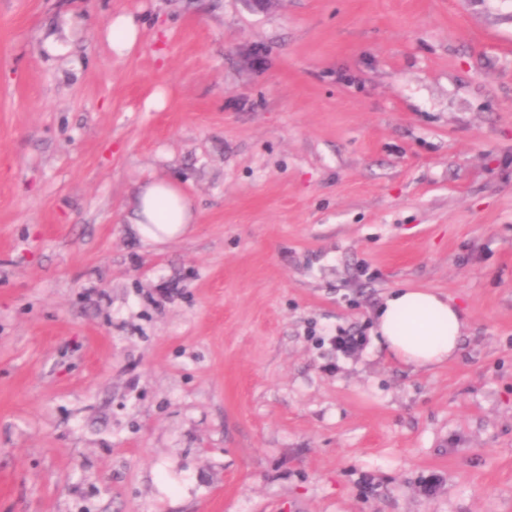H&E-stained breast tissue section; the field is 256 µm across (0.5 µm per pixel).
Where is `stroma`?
Returning a JSON list of instances; mask_svg holds the SVG:
<instances>
[{
	"label": "stroma",
	"instance_id": "stroma-1",
	"mask_svg": "<svg viewBox=\"0 0 512 512\" xmlns=\"http://www.w3.org/2000/svg\"><path fill=\"white\" fill-rule=\"evenodd\" d=\"M0 512H512V0H0ZM137 38V28L134 21L126 16H118L111 22L109 39L112 49L122 53L132 47ZM130 205L134 229L143 239L153 242L186 235L196 220L194 199L165 178L142 184ZM465 328L462 312L447 296L425 289L398 288L375 313L374 333L388 353L420 368L453 360Z\"/></svg>",
	"mask_w": 512,
	"mask_h": 512
}]
</instances>
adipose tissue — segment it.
<instances>
[{
	"mask_svg": "<svg viewBox=\"0 0 512 512\" xmlns=\"http://www.w3.org/2000/svg\"><path fill=\"white\" fill-rule=\"evenodd\" d=\"M130 205L136 231L153 242L186 235L196 220L193 198L165 178L142 184ZM465 328L462 312L447 296L425 289L395 290L375 313L374 331L388 353L420 368L453 360Z\"/></svg>",
	"mask_w": 512,
	"mask_h": 512,
	"instance_id": "obj_1",
	"label": "adipose tissue"
}]
</instances>
